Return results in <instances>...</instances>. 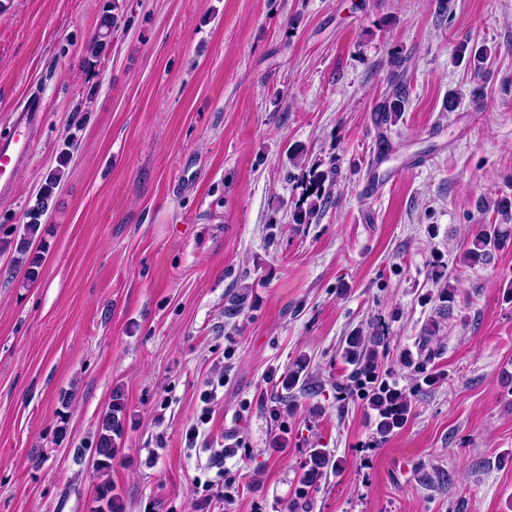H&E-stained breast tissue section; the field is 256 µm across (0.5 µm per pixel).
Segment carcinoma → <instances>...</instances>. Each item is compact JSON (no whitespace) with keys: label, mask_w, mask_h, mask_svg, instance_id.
<instances>
[{"label":"carcinoma","mask_w":512,"mask_h":512,"mask_svg":"<svg viewBox=\"0 0 512 512\" xmlns=\"http://www.w3.org/2000/svg\"><path fill=\"white\" fill-rule=\"evenodd\" d=\"M115 27V16L107 10L102 15L99 30L93 35L86 48L85 62L91 65L98 61L106 50L104 36L112 32ZM405 109V97L397 93L385 99L379 106L381 120L390 121L403 112ZM61 170L52 173L41 193L36 197V202L27 212L28 224L24 227V234L17 244V250L25 252L32 237L37 233L40 225V218L47 207V200L52 190L57 185ZM316 190L315 194L309 195L310 201L307 207L298 210L294 214V221L297 224H307L317 212V202L324 199V182L328 175L319 172L313 175ZM495 209L499 222L495 224H479L476 231L467 239L466 247L459 257V262L464 267L483 266L491 263L494 254L507 248H512V224L509 223V216L512 215V202L502 200L495 203ZM444 265L439 260L430 263V277L435 283L441 285L437 295H429L427 301L436 303L435 316L431 317L421 328L418 341V351H425L433 339L436 338L441 321L447 318L457 297L458 278L443 274ZM384 343V337L375 332H366L358 329L348 335L345 339L343 355L345 361L353 366L348 376V384L345 388L349 390H361L368 405L377 412L376 434L381 439H386L395 430L402 428L411 413V400L405 392L391 386L379 379V347ZM307 358L301 357L288 371V376L282 381L283 388L290 391L299 382L301 374L307 369ZM124 403L122 396H114L108 411L101 418L97 432V441L94 448V465L103 477L94 489V512H113L118 508V499L113 494L111 480L107 475L112 469L117 447V439L121 438L123 432ZM337 468V461L330 452L322 448H313L310 451L309 459L306 461L305 469L301 473L298 483V495L306 497L309 489L316 485L317 481L329 469Z\"/></svg>","instance_id":"carcinoma-1"}]
</instances>
